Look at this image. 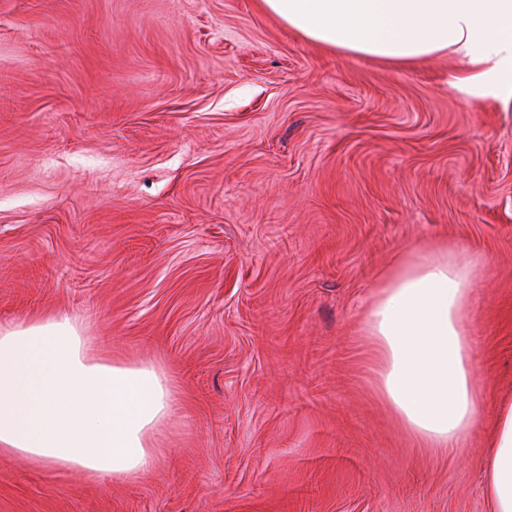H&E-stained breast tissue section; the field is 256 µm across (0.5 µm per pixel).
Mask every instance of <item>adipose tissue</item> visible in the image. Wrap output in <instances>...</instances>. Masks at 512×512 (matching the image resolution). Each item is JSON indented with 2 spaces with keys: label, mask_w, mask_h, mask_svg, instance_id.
I'll list each match as a JSON object with an SVG mask.
<instances>
[{
  "label": "adipose tissue",
  "mask_w": 512,
  "mask_h": 512,
  "mask_svg": "<svg viewBox=\"0 0 512 512\" xmlns=\"http://www.w3.org/2000/svg\"><path fill=\"white\" fill-rule=\"evenodd\" d=\"M306 39L397 65L439 54L449 85L512 107V0H261ZM477 260L433 244L401 258L372 292L362 334L377 392L416 444L439 455L467 447L483 382L469 315ZM173 387L155 362L99 358L65 313L0 324V458L124 480L156 461ZM483 495L512 512V398L494 412Z\"/></svg>",
  "instance_id": "obj_1"
}]
</instances>
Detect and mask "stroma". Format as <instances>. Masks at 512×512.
<instances>
[{
  "instance_id": "stroma-1",
  "label": "stroma",
  "mask_w": 512,
  "mask_h": 512,
  "mask_svg": "<svg viewBox=\"0 0 512 512\" xmlns=\"http://www.w3.org/2000/svg\"><path fill=\"white\" fill-rule=\"evenodd\" d=\"M455 67L330 50L257 0H0V324L67 313L175 384L141 476L0 459V512H489L512 111ZM439 241L481 260V421L448 457L380 402L360 331Z\"/></svg>"
}]
</instances>
